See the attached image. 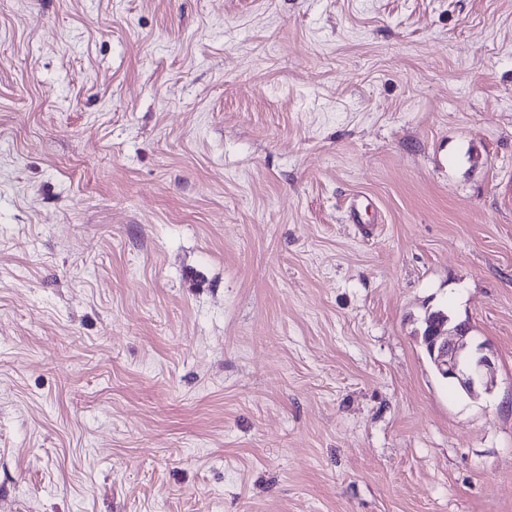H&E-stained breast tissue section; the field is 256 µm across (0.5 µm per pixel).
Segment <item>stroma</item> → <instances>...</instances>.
Wrapping results in <instances>:
<instances>
[{
	"mask_svg": "<svg viewBox=\"0 0 512 512\" xmlns=\"http://www.w3.org/2000/svg\"><path fill=\"white\" fill-rule=\"evenodd\" d=\"M0 512H512V0H0ZM447 321L438 322L431 332L430 358L438 373L446 379L455 380L461 389L468 394L475 392L476 387L491 388L494 382V364L491 357L484 353L485 347L473 348L466 341L470 329L461 323L454 328L455 336H445Z\"/></svg>",
	"mask_w": 512,
	"mask_h": 512,
	"instance_id": "1",
	"label": "stroma"
}]
</instances>
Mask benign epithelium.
<instances>
[{
    "label": "benign epithelium",
    "mask_w": 512,
    "mask_h": 512,
    "mask_svg": "<svg viewBox=\"0 0 512 512\" xmlns=\"http://www.w3.org/2000/svg\"><path fill=\"white\" fill-rule=\"evenodd\" d=\"M446 323H437L430 336V358L438 373L456 381L468 394L476 387L491 388L494 382V364L484 353V346L472 347L467 338L470 330L462 324L454 328L455 336H446Z\"/></svg>",
    "instance_id": "7a95c632"
}]
</instances>
